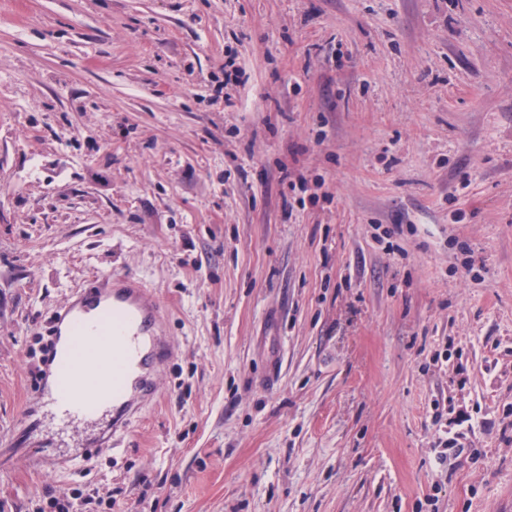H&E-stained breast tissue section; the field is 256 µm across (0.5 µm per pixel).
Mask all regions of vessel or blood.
Here are the masks:
<instances>
[{
    "mask_svg": "<svg viewBox=\"0 0 512 512\" xmlns=\"http://www.w3.org/2000/svg\"><path fill=\"white\" fill-rule=\"evenodd\" d=\"M38 386L64 422L112 425L94 447L124 432L156 394L154 374L171 354L157 298L138 280L100 276L54 312Z\"/></svg>",
    "mask_w": 512,
    "mask_h": 512,
    "instance_id": "obj_1",
    "label": "vessel or blood"
}]
</instances>
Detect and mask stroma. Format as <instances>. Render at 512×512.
<instances>
[{
	"mask_svg": "<svg viewBox=\"0 0 512 512\" xmlns=\"http://www.w3.org/2000/svg\"><path fill=\"white\" fill-rule=\"evenodd\" d=\"M107 273L172 354L79 459L30 352ZM446 399L473 424L441 463ZM76 485L512 512V0H0V512Z\"/></svg>",
	"mask_w": 512,
	"mask_h": 512,
	"instance_id": "obj_1",
	"label": "stroma"
}]
</instances>
